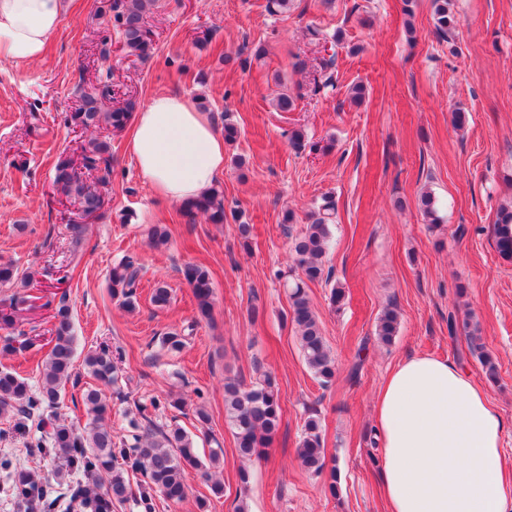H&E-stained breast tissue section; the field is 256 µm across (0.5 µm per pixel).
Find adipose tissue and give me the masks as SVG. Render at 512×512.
Masks as SVG:
<instances>
[{"label":"adipose tissue","instance_id":"ef3b65f1","mask_svg":"<svg viewBox=\"0 0 512 512\" xmlns=\"http://www.w3.org/2000/svg\"><path fill=\"white\" fill-rule=\"evenodd\" d=\"M70 0H0V63L46 55ZM126 148L142 177L169 201L207 194L224 170V140L182 94L151 96ZM385 512H512L504 423L456 364L411 356L382 382L373 410Z\"/></svg>","mask_w":512,"mask_h":512}]
</instances>
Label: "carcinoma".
Segmentation results:
<instances>
[{
  "instance_id": "cac0c4a2",
  "label": "carcinoma",
  "mask_w": 512,
  "mask_h": 512,
  "mask_svg": "<svg viewBox=\"0 0 512 512\" xmlns=\"http://www.w3.org/2000/svg\"><path fill=\"white\" fill-rule=\"evenodd\" d=\"M158 0H113L108 10L113 13L119 28L123 48L145 61L151 56L152 40L146 19ZM435 29L443 37L450 36L457 20L452 0H432ZM106 90L81 92V106L73 119L84 128L105 124L115 131L125 128L132 116L133 104L110 108L103 99ZM55 182L67 196L78 201L82 211L102 215L105 207L99 186L106 184L100 177L94 184L87 183L83 172L70 159L55 164ZM422 214L430 224L441 222L434 198L424 192L419 199ZM188 216L198 213L207 216L213 224L241 218L236 209L226 210L224 196L216 189L195 200L182 204ZM335 203L323 199L308 216V224L293 239L294 262L300 275L288 282V301L304 361L319 384L327 388L336 377V359L322 333L321 322L308 296L307 283L331 282L332 272L326 268L324 257L335 223ZM494 248L498 256L512 262V202L499 207L493 224ZM183 279L192 288L198 319L207 320L212 312L213 289L209 272L202 266L187 263L181 269ZM141 267L132 259H124L112 266L109 286L112 297L126 309H136ZM54 320L50 349L43 362L41 382L33 390L17 370L0 369V417L10 422V431L24 433L29 422L38 419L44 436L30 445L29 453L40 457L53 455L58 460L53 469L59 484L67 486L72 512L74 500H79L80 512H112L113 502L132 500L139 512H156V496L166 501L179 502L186 495V479L190 471L200 472L211 480L210 470L218 468L224 457L221 447L210 449L208 461L198 455L194 438L177 422L159 425L153 417L166 406L176 407L178 401L153 399L148 404L135 406L136 414L129 421L126 438L114 440L112 430L105 425L110 410L105 390L118 384L116 360L120 352L102 347L87 353L85 366L98 387L82 393L87 408L88 423L79 427L67 421L58 412L61 403L60 385L71 377L75 355V336L71 308L67 295H62L52 315ZM399 326L396 308H386L379 318L375 335L383 344L392 342ZM468 333L469 354L481 364L486 378L494 382L498 367L485 349L476 329L465 321L458 323L448 315V333L458 329ZM224 413L232 430L236 450L244 459L259 458L276 435L280 416V391L275 377L263 372L255 382L244 385L234 379L224 382ZM301 466L315 476L327 475L332 497L339 496L340 482L336 466H327L322 424L318 411H312L304 420L302 438L297 448ZM0 470L6 472L8 490L18 503L31 506L44 495L41 477L34 471L13 465L9 459L0 460ZM79 473L86 481L72 482L70 476Z\"/></svg>"
}]
</instances>
